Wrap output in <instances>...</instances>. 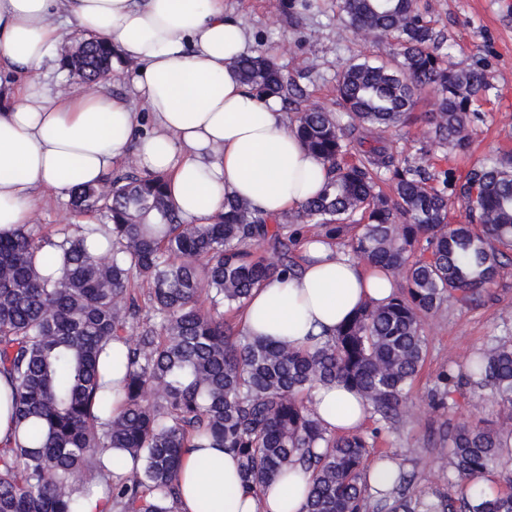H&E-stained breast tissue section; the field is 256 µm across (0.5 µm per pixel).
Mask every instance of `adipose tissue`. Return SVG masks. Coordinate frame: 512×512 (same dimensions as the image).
I'll return each instance as SVG.
<instances>
[{
	"label": "adipose tissue",
	"instance_id": "adipose-tissue-1",
	"mask_svg": "<svg viewBox=\"0 0 512 512\" xmlns=\"http://www.w3.org/2000/svg\"><path fill=\"white\" fill-rule=\"evenodd\" d=\"M68 26L132 63L130 97L55 91L39 79ZM248 51L247 30L224 0H0V230L31 223L38 190L69 197L130 158L168 174L174 211L194 224L209 223L228 198L268 218L298 210L323 187L326 167L301 145L280 100L239 80L234 65ZM392 292L385 271L309 239L294 276L254 289L243 326L308 348ZM313 399L330 431L366 422V402L343 383ZM179 485L178 512H302L310 479L297 470L256 494L233 454L190 448Z\"/></svg>",
	"mask_w": 512,
	"mask_h": 512
}]
</instances>
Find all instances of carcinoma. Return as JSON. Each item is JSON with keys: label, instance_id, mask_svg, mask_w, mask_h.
Listing matches in <instances>:
<instances>
[{"label": "carcinoma", "instance_id": "obj_1", "mask_svg": "<svg viewBox=\"0 0 512 512\" xmlns=\"http://www.w3.org/2000/svg\"><path fill=\"white\" fill-rule=\"evenodd\" d=\"M347 26L396 51L386 61L352 58L336 78L342 107L297 112L296 133L327 165L322 191L299 211L268 218L235 198L209 224L171 209L167 177L134 167L71 194L76 212L104 211L111 248L94 254L86 238L59 232L63 269L42 272L40 239L24 224L0 231V376L15 387L13 414L25 438L0 446V512H83L96 496L107 512H174L183 449L194 439L233 452L254 493L302 469L312 484L303 512H419L422 499L395 454L390 496L374 498L366 461L387 425L411 416L409 390L426 358L423 319L452 298L467 306L488 294L512 263V154L458 175L428 154L399 158L380 133L407 122L418 93H436L419 116L433 140L466 152L488 89L483 69H457L445 36L417 0H340ZM114 52L84 38L63 59L93 85ZM236 69L261 96L297 104L304 90L262 56ZM468 211L453 222L451 204ZM347 240L345 254L390 271L385 303L364 304L312 349L251 336L224 311H240L252 291L297 271L295 246L307 236ZM277 254L269 261L263 247ZM125 350L122 409L112 414L104 358ZM468 380L512 420V338L493 340L467 360ZM340 381L368 402L376 427L337 435L310 399ZM443 407L458 386L438 376ZM512 426H456L429 477L474 480L497 471L512 484ZM121 448L132 466L112 471L103 457ZM425 512H512V493L475 504L435 495Z\"/></svg>", "mask_w": 512, "mask_h": 512}]
</instances>
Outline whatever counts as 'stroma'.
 Segmentation results:
<instances>
[{"label": "stroma", "mask_w": 512, "mask_h": 512, "mask_svg": "<svg viewBox=\"0 0 512 512\" xmlns=\"http://www.w3.org/2000/svg\"><path fill=\"white\" fill-rule=\"evenodd\" d=\"M434 27L444 33L453 63L462 69L484 66L489 91L476 103L481 118L471 130V149L454 155L432 147L429 129L409 122L387 129L383 137L399 156L429 151L439 167L464 173L474 164L512 152V0H421ZM224 11L240 19L251 36V51L268 54L304 87L305 105L337 111L336 76L354 56L388 58V43L363 39L340 18L338 0H315L311 10L284 9L282 0H224ZM34 223L43 232L66 228L78 235L84 224H106V213H75L70 202L45 192ZM428 339L425 363L409 394L411 417L396 429L382 432L375 453L397 454L415 480L410 495L439 493L459 497L458 480L428 481L439 461L449 431L461 423L498 425L505 416L493 398L474 402L470 387L453 388L445 407L430 403L436 377L443 370L463 374L469 353L492 339L512 336V265L504 268L481 301L460 306L447 302L423 321Z\"/></svg>", "instance_id": "35a3bbf8"}]
</instances>
